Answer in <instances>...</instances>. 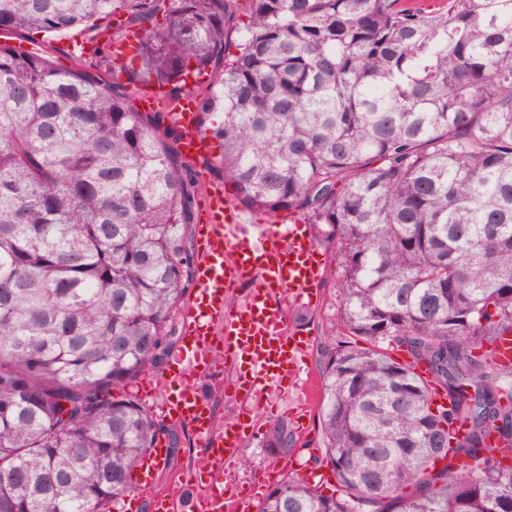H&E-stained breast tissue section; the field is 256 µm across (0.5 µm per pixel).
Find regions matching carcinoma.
<instances>
[{"mask_svg": "<svg viewBox=\"0 0 512 512\" xmlns=\"http://www.w3.org/2000/svg\"><path fill=\"white\" fill-rule=\"evenodd\" d=\"M117 17L143 29L126 83ZM76 28L96 42L69 68L0 43V512H109L156 442L175 454L129 384L162 374L193 283L186 95L239 204L336 242L337 489L288 480L261 512H512L487 445L512 453V364L476 353L512 336V0H0L13 37ZM265 444L288 455V426Z\"/></svg>", "mask_w": 512, "mask_h": 512, "instance_id": "1", "label": "carcinoma"}]
</instances>
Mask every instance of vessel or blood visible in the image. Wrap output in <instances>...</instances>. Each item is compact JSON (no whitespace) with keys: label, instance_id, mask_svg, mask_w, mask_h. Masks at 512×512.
Listing matches in <instances>:
<instances>
[{"label":"vessel or blood","instance_id":"obj_1","mask_svg":"<svg viewBox=\"0 0 512 512\" xmlns=\"http://www.w3.org/2000/svg\"><path fill=\"white\" fill-rule=\"evenodd\" d=\"M175 117L184 131L183 155L193 161L208 156L211 143L196 130L195 100H181ZM205 210L206 222L198 227L195 293L182 313V347L166 382L152 380L147 387L150 395L161 396L164 412L194 431L204 450L192 474L193 512H241L251 497L225 482L224 470L249 432L239 419L217 418L212 402L188 376L218 382L229 363L236 370L231 395L244 414L262 409L264 394L298 385L305 393L299 410L308 412L318 401V382L306 370L311 339L290 325L287 307L316 300L325 270L311 225L253 218L217 184L209 187ZM241 286L247 287L246 296L230 304ZM168 461L165 445L153 448L136 469V492L121 498V506L138 512L145 503L151 512H179L182 486L154 492Z\"/></svg>","mask_w":512,"mask_h":512}]
</instances>
